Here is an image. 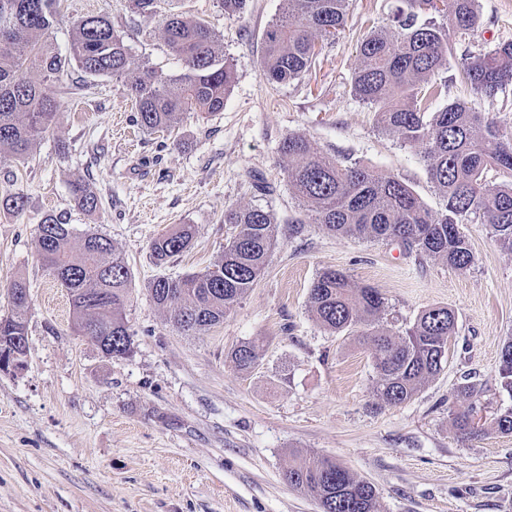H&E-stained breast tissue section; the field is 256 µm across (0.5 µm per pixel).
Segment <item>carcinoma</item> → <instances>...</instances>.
Masks as SVG:
<instances>
[{
    "label": "carcinoma",
    "instance_id": "1",
    "mask_svg": "<svg viewBox=\"0 0 512 512\" xmlns=\"http://www.w3.org/2000/svg\"><path fill=\"white\" fill-rule=\"evenodd\" d=\"M61 0H0V161L26 159L52 127L58 108L55 83L75 65L90 76L125 78L127 95L135 102V121L146 132L166 128L183 112H222L232 84L219 38L206 21L172 14L163 27L164 41L181 65L178 75L163 76L137 65L123 39L105 18L76 22L69 53L54 49L50 32ZM391 24L367 34L360 42V64L352 93L378 114L386 131L418 149L431 182L443 198L444 211L427 209L413 190L395 175L373 171L318 152L303 135L290 134L280 146L288 159L289 187L312 223L341 237L393 239L406 250L438 257L467 269L474 260L469 238L460 225L478 219L505 250L512 251V138L472 104L454 100L438 111L434 103L447 91L440 78L455 31L480 25L476 0H405ZM349 0H282V9L263 34L261 68L272 84L303 77L324 46L344 30ZM39 78L21 76L28 58ZM462 78L477 97L492 98L512 86V42L465 59ZM494 169L508 183L491 188L485 178ZM75 205L85 211L98 206L88 183H71ZM224 223L236 234L213 268L171 279L159 276L148 284L153 302L187 335L224 321L260 277L278 243L272 213L261 207L228 208ZM196 231L180 224L151 244L156 264L164 265L186 251ZM35 247L42 263L68 293L75 327L93 336L103 357L129 353L130 333L124 310L130 288L129 270L109 238L96 233L80 243L72 256V232L55 217L37 225ZM12 313L0 318V361L4 368L21 366L26 351L15 337L27 335L28 292L22 280L11 286ZM311 312L326 329L342 331L372 325L385 299L373 287H352L338 270H324L310 289ZM455 314L431 307L404 333L365 332L363 342L374 351L379 379L376 397L385 404L404 403L442 369ZM241 370L259 360L253 343L232 354ZM501 386L512 394V342L501 351ZM470 401L454 418L457 433L468 439L479 432L473 412L482 389L473 382L458 387ZM288 484L311 496L320 512H379L376 490L357 479L330 457L291 454L285 470Z\"/></svg>",
    "mask_w": 512,
    "mask_h": 512
}]
</instances>
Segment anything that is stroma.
<instances>
[{"label":"stroma","instance_id":"1","mask_svg":"<svg viewBox=\"0 0 512 512\" xmlns=\"http://www.w3.org/2000/svg\"><path fill=\"white\" fill-rule=\"evenodd\" d=\"M51 38L67 52L74 22L108 19L136 62L165 75L181 65L163 38L173 13L208 21L220 34L234 80L223 111L183 113L165 131L144 132L123 79L71 69L57 89L52 129L21 162L0 164V196L21 193V212L0 209V317L11 283L29 295L28 352L0 371V512H320L284 478L289 453L333 457L376 489L381 512H512V434L492 426L512 408L498 372L512 340V252L478 221L463 224L474 262L465 270L407 252L396 242L339 237L312 223L285 174L279 147L291 134L320 152L398 176L435 213L443 200L421 153L383 130L350 89L359 41L385 25L400 0H351L344 31L302 78L270 84L262 35L281 0H247L236 17L220 0H161L156 15L129 0H61ZM481 24L453 33L442 76L447 99L473 98L465 58L512 41V0H476ZM81 83L72 93L70 83ZM474 99V98H473ZM96 193L78 209L70 184ZM272 212L278 246L263 275L222 323L187 335L150 298L147 285L201 272L235 233L229 207ZM49 215L74 239H111L131 277L125 318L131 352L103 358L79 335L64 288L35 249ZM301 224L298 233L292 224ZM178 224L195 225L190 249L156 266L150 245ZM337 269L353 286L377 288V328L399 334L432 306L456 316L441 372L405 403L377 399L370 346L314 318L311 285ZM253 342L256 365L239 370L232 350ZM481 386V432L461 440L456 414L465 382Z\"/></svg>","mask_w":512,"mask_h":512}]
</instances>
